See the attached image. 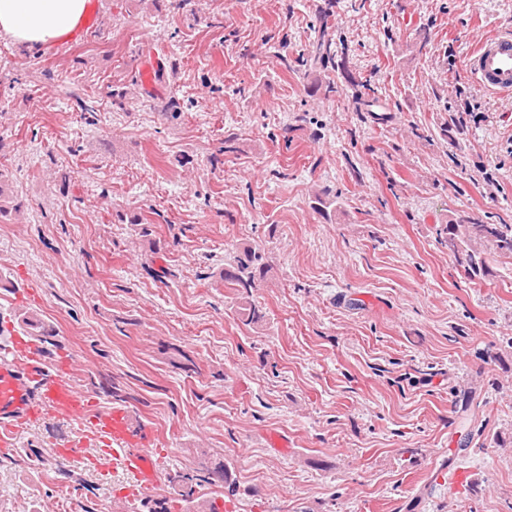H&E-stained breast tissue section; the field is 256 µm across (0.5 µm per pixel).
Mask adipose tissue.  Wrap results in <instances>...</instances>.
I'll use <instances>...</instances> for the list:
<instances>
[{
    "instance_id": "ef3b65f1",
    "label": "adipose tissue",
    "mask_w": 512,
    "mask_h": 512,
    "mask_svg": "<svg viewBox=\"0 0 512 512\" xmlns=\"http://www.w3.org/2000/svg\"><path fill=\"white\" fill-rule=\"evenodd\" d=\"M87 0H0V36L29 48L69 33Z\"/></svg>"
}]
</instances>
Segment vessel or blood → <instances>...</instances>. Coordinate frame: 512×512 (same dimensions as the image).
I'll use <instances>...</instances> for the list:
<instances>
[{
  "instance_id": "1",
  "label": "vessel or blood",
  "mask_w": 512,
  "mask_h": 512,
  "mask_svg": "<svg viewBox=\"0 0 512 512\" xmlns=\"http://www.w3.org/2000/svg\"><path fill=\"white\" fill-rule=\"evenodd\" d=\"M468 68L483 89L511 94L512 35L499 33L481 41ZM73 376L70 360L48 364L31 332L11 330L0 345V446L14 447L29 424L66 420L99 442L98 467L116 462L140 487L157 484L167 461L155 446L153 426L127 406L99 407Z\"/></svg>"
}]
</instances>
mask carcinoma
<instances>
[{
	"instance_id": "1",
	"label": "carcinoma",
	"mask_w": 512,
	"mask_h": 512,
	"mask_svg": "<svg viewBox=\"0 0 512 512\" xmlns=\"http://www.w3.org/2000/svg\"><path fill=\"white\" fill-rule=\"evenodd\" d=\"M334 57L333 41L320 36L313 45L311 60L328 61ZM442 240L448 243L458 265L471 278H482L488 272L487 259L491 254L512 256V224H489L469 216L452 218L442 230ZM271 265L257 246L243 245L233 263L219 268L213 276L236 291L239 315L247 325H260L266 312L253 299V291L268 274ZM197 471L208 481H228L229 472L223 461L213 462L206 451L198 455Z\"/></svg>"
}]
</instances>
